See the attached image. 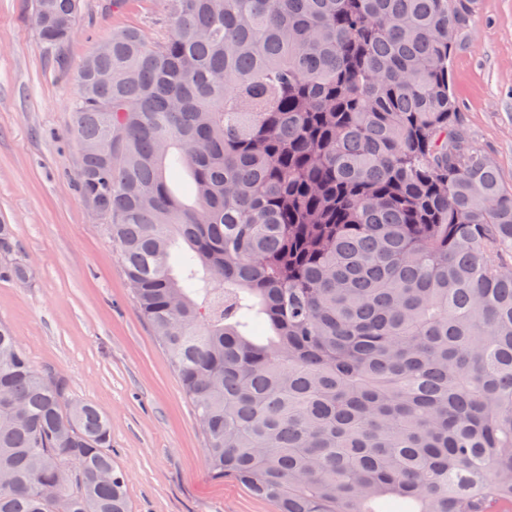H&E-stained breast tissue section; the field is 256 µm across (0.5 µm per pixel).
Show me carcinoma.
I'll use <instances>...</instances> for the list:
<instances>
[{
    "mask_svg": "<svg viewBox=\"0 0 512 512\" xmlns=\"http://www.w3.org/2000/svg\"><path fill=\"white\" fill-rule=\"evenodd\" d=\"M470 5L165 0V36L77 71L80 191L207 467L279 512H512V190L459 122ZM80 6L34 0L47 48ZM111 447L0 326V512H130Z\"/></svg>",
    "mask_w": 512,
    "mask_h": 512,
    "instance_id": "carcinoma-1",
    "label": "carcinoma"
}]
</instances>
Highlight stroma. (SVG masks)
<instances>
[{
  "label": "stroma",
  "instance_id": "35a3bbf8",
  "mask_svg": "<svg viewBox=\"0 0 512 512\" xmlns=\"http://www.w3.org/2000/svg\"><path fill=\"white\" fill-rule=\"evenodd\" d=\"M473 15L451 64L460 122L511 186L512 0H473ZM122 27L163 37V0H82L57 52L39 40L32 0H0V222L13 225L30 269L23 282L0 279V324L36 370L61 377L70 399L109 419L132 512H277L209 471L194 407L78 187L76 69Z\"/></svg>",
  "mask_w": 512,
  "mask_h": 512
}]
</instances>
